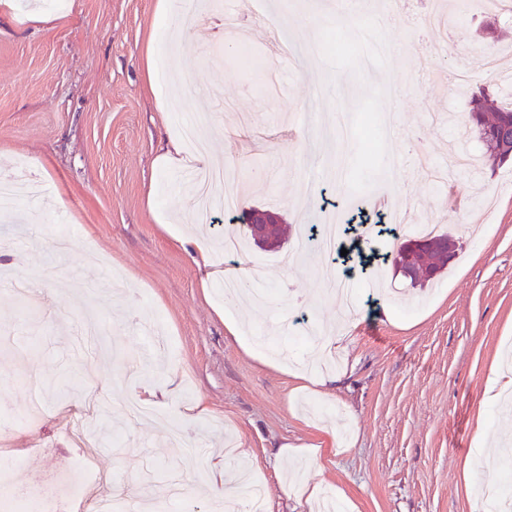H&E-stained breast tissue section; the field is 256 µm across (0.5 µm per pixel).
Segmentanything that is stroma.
Returning <instances> with one entry per match:
<instances>
[{
  "mask_svg": "<svg viewBox=\"0 0 512 512\" xmlns=\"http://www.w3.org/2000/svg\"><path fill=\"white\" fill-rule=\"evenodd\" d=\"M159 4L0 5V178L38 188L0 211V508L22 484L62 488L65 502L72 485L116 512H226L225 489L255 461L264 512H286V490L304 483L334 512H486L488 483L512 496V403L486 399L492 372L512 371V162H476L445 192L411 153H481L447 72L466 58L471 93L512 102L498 79L512 70V17L471 0L470 16L424 34L400 16L395 53L366 62L308 57L330 32L358 36L339 12L303 27L320 0H200L190 22L180 2L168 15ZM36 11L51 22H31ZM336 112L352 134L317 139L314 114ZM184 115L212 156L231 145L223 190L238 210L277 212L287 251L316 213L347 219L387 196L411 223L395 239L361 227L364 249L395 251L433 224L458 257L410 288L380 261L314 253L287 268L251 244L225 253L235 220L198 213L196 151L163 159ZM393 156L404 164L388 182ZM200 247L216 265H195ZM243 259L274 291L264 312L219 292ZM333 274L352 285V312ZM14 281L30 284L27 306ZM228 319L283 350L260 355ZM310 326L338 335L329 356L287 345ZM293 368L331 377L327 394L298 390ZM80 433L94 444L88 473Z\"/></svg>",
  "mask_w": 512,
  "mask_h": 512,
  "instance_id": "obj_1",
  "label": "stroma"
}]
</instances>
